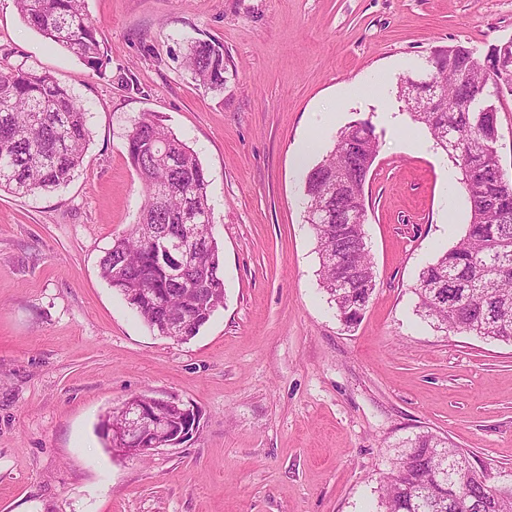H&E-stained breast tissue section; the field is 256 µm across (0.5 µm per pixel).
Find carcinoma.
Segmentation results:
<instances>
[{
    "mask_svg": "<svg viewBox=\"0 0 512 512\" xmlns=\"http://www.w3.org/2000/svg\"><path fill=\"white\" fill-rule=\"evenodd\" d=\"M23 21L44 38L66 48L94 70L102 67L99 26L89 19L84 0H15ZM449 67L429 70L426 78L442 83L447 95L439 111L412 113L436 144L456 161L470 206L464 237L423 266L415 293L424 316L456 333L489 337L512 344V181L505 182L500 159L482 154L486 140L498 138L496 108L484 112L486 100L474 98L482 85L512 91V77L491 74L484 60L464 46H450ZM185 60L194 78L210 89L224 88V51L209 40H195ZM456 135L448 143V122ZM89 141L86 112L70 91L47 71L0 67V191L17 195L59 187L83 167ZM175 155L171 166L154 158L155 150ZM378 139L373 125L356 121L337 133L330 154L311 168L305 180L306 209L324 205L331 217L310 228L320 258L322 287L347 328L362 319L375 289V271L365 241V165H373ZM127 154L144 194L136 224L112 239L100 261L102 278L123 299L137 291L130 308L158 335L175 311L189 323L181 340L195 337L224 303L221 247L208 225H200L206 243L180 268L165 251L183 235L182 218L211 211L209 186L197 153L167 130L159 118L144 113L127 135ZM350 178L354 217H336L333 180ZM352 253L355 266L327 260L337 250ZM120 422L119 408L99 422L97 432L112 447L109 428ZM405 451L386 477L382 512H459L450 506L452 492L439 485L440 453L465 456L448 438L422 431L408 439ZM464 495L472 512H512V489L482 483L474 475Z\"/></svg>",
    "mask_w": 512,
    "mask_h": 512,
    "instance_id": "cac0c4a2",
    "label": "carcinoma"
}]
</instances>
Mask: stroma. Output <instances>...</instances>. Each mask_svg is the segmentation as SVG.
Masks as SVG:
<instances>
[{"mask_svg": "<svg viewBox=\"0 0 512 512\" xmlns=\"http://www.w3.org/2000/svg\"><path fill=\"white\" fill-rule=\"evenodd\" d=\"M101 69L29 29L0 0V62L50 71L87 114L71 181L0 193V512H380L384 476L422 430L512 487V345L421 316L419 270L470 219L453 160L399 97L435 49L485 56L512 40V0H86ZM224 50V88L184 64ZM382 76L386 96L347 100ZM194 149L210 180L224 305L188 341L153 334L100 275L137 222L126 135L142 113ZM371 121L365 185L376 287L338 320L302 205L306 168L342 127ZM149 391L193 403V436L112 456L100 416Z\"/></svg>", "mask_w": 512, "mask_h": 512, "instance_id": "1", "label": "stroma"}]
</instances>
